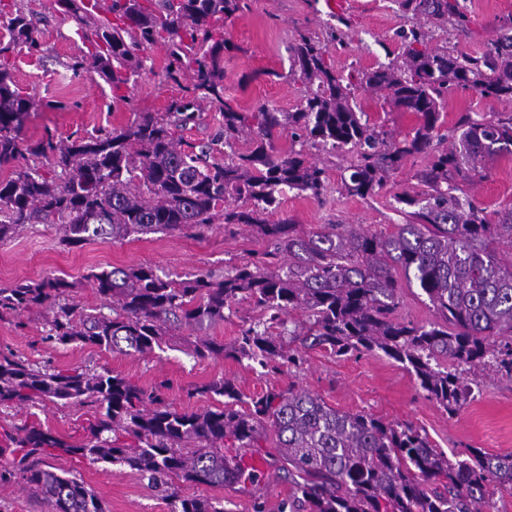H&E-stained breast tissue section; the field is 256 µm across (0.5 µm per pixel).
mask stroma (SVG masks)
<instances>
[{
  "label": "stroma",
  "mask_w": 512,
  "mask_h": 512,
  "mask_svg": "<svg viewBox=\"0 0 512 512\" xmlns=\"http://www.w3.org/2000/svg\"><path fill=\"white\" fill-rule=\"evenodd\" d=\"M468 17L465 28L445 26L429 32L428 48L453 46L476 55L502 32L512 19V0H459ZM37 14L40 52L13 54L16 86L22 94L47 100L48 105L30 113L23 132L32 139L52 133L59 138L89 136L99 129L121 128L139 113L164 114L171 100L184 94L182 86L165 82L167 57L162 47L147 52L149 70L138 79L128 102L112 99V85L104 78L74 74L71 65L87 55L83 31L102 18L88 10L83 22H61L55 17L54 0H33ZM419 17L405 11L400 0H248L247 9L224 25L231 48L224 54V89L243 110L261 104L292 112L299 107L305 84L293 69L289 47L298 34L318 38L329 47L328 57L341 73L368 71L397 63L404 49L401 35L418 26ZM370 122L396 136L411 134L414 114L354 88ZM512 112V102L482 97L477 91L459 90L448 96L442 112L443 129H451L462 115L479 118ZM311 160L326 170L328 190L316 200L288 192L276 213L303 231L324 224H349L388 234L404 223L394 196L415 185V173L428 163L426 156L408 157L378 194L360 198L344 188V179L356 160L352 152H327L321 146L304 148ZM488 210L512 206V155L489 161L485 177L466 186ZM60 232L51 224H30L0 244V288L57 275L75 282L76 302L102 306L86 275L91 268L148 266L174 278L225 269L257 260L268 251L265 238L245 226L216 222L204 234L133 235L120 241L95 240L81 247L59 245ZM46 312L33 309L19 316L0 317V351L19 353L38 365L58 369L105 367L144 388H160L174 408L197 411L213 406L207 396H190L191 388L221 378L235 382L241 400L239 410L259 393L295 388L321 397L329 406L348 413H367L387 422L407 423L426 434L431 444L455 454L470 449L490 454L512 453V378L488 367L478 379L473 398L451 416L435 400L426 397L415 376L380 353L339 357L313 348L299 367L268 373L250 361L192 354L196 332L181 326L171 331L170 344L149 355L102 351L91 346H61L46 342ZM94 407L68 406L44 401L26 407H0V430L28 421L66 441L83 438L94 421ZM57 469L72 473L91 489L104 512H172L171 499L129 469L79 457L53 459ZM178 491L221 501L226 512H252L254 496H262L269 512L287 499L289 485L267 472L255 487H210L182 482Z\"/></svg>",
  "instance_id": "obj_1"
}]
</instances>
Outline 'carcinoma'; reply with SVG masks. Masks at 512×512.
Segmentation results:
<instances>
[{"label":"carcinoma","mask_w":512,"mask_h":512,"mask_svg":"<svg viewBox=\"0 0 512 512\" xmlns=\"http://www.w3.org/2000/svg\"><path fill=\"white\" fill-rule=\"evenodd\" d=\"M61 20L90 8L111 14L85 35L89 63L71 65L112 81L113 98L146 70L139 53L165 48V80L190 78L186 95L162 115L138 114L130 124L88 137L61 140L46 134L23 137L24 116L49 103L16 88L9 55L38 52L34 14L20 0L0 2V167L18 159L26 165L0 178V242L28 224H56L61 242L81 247L100 236L193 230L217 219L257 228L272 250L260 263L221 275L205 273L174 280L151 267L94 268L86 275L103 308H86L71 297L75 285L55 275L0 288V316L47 311L46 340L92 345L101 350L150 354L163 348L174 327L200 332L198 357L247 359L279 370L303 361L301 349L320 347L342 356L381 352L414 374L427 397L456 414L477 380L467 375L494 366L512 377V259L492 248L512 243V207L487 212L460 185L482 175L486 160L512 154V113L489 119L460 118L439 150L441 112L456 89H474L497 100L512 99V22L479 55L455 48L418 49L428 31L404 35L400 64L343 75L327 62L328 47L302 35L289 50L306 94L300 108L280 112L267 105L248 116L224 97V23L246 8L245 0H55ZM402 8L435 27L468 22L458 0H401ZM386 92L400 110L418 118L414 132L397 138L364 119L351 90ZM221 112L215 142L230 139L256 120L252 148L224 161H209V147H196L175 131L192 120L201 103ZM286 129L292 143L352 151L346 191L361 198L386 184L409 156L428 164L415 174L418 189L396 195L405 223L388 234L346 224H325L304 233L288 220L273 224L286 191L319 200L326 170L303 150L283 152L273 130ZM246 208L224 206L227 198ZM286 254L291 262H275ZM416 283L435 312L426 325L398 316V275ZM262 320L241 329L230 346L203 334L224 321L241 300ZM306 320L289 337L283 328L297 312ZM221 398V405L195 412L175 409L102 367L58 370L22 355L0 353V406L43 400L92 403L99 417L89 436L67 443L26 422L4 433L0 484L23 481L41 500L42 512H104L84 482L59 473L48 459L63 452L92 462L127 467L174 500L172 512H224L207 497L181 496L175 481L207 486L254 485L262 479L251 454L263 447L267 425L276 429L278 455L269 465L291 487L278 512H493V496L512 487V454L479 450L452 460L432 448L409 424L370 414L343 413L302 390H268L235 406L240 392L230 379L195 388Z\"/></svg>","instance_id":"cac0c4a2"}]
</instances>
